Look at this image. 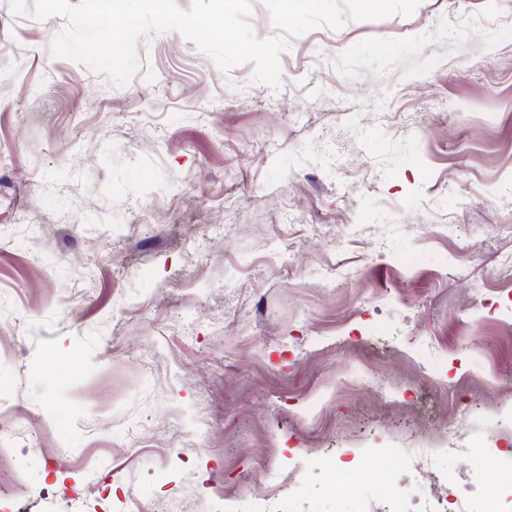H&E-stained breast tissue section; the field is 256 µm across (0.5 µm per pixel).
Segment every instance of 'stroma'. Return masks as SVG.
Segmentation results:
<instances>
[{
    "label": "stroma",
    "mask_w": 512,
    "mask_h": 512,
    "mask_svg": "<svg viewBox=\"0 0 512 512\" xmlns=\"http://www.w3.org/2000/svg\"><path fill=\"white\" fill-rule=\"evenodd\" d=\"M0 0V512H412L512 453V0L177 32L122 88ZM363 374L365 384L353 383ZM374 458L349 493L353 456ZM406 493L379 504L386 473ZM422 473V487L423 495L422 499L425 503V510L413 511V512H447L448 511V478L446 482L441 484L428 483L424 481L427 474L424 471ZM433 507V508H432Z\"/></svg>",
    "instance_id": "1"
}]
</instances>
